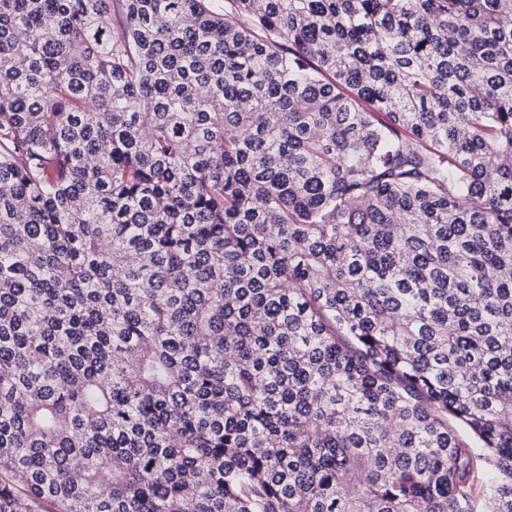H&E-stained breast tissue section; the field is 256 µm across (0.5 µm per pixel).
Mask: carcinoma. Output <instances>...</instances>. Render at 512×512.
Masks as SVG:
<instances>
[{"label": "carcinoma", "instance_id": "1", "mask_svg": "<svg viewBox=\"0 0 512 512\" xmlns=\"http://www.w3.org/2000/svg\"><path fill=\"white\" fill-rule=\"evenodd\" d=\"M2 475L512 512V0H0Z\"/></svg>", "mask_w": 512, "mask_h": 512}]
</instances>
